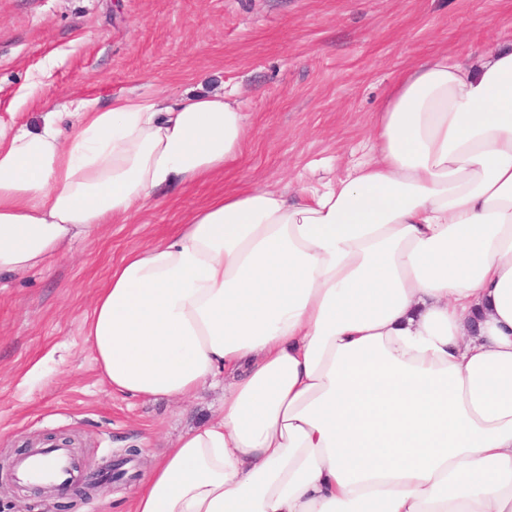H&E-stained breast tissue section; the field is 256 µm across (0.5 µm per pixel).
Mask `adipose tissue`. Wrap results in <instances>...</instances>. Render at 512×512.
Returning <instances> with one entry per match:
<instances>
[{
	"label": "adipose tissue",
	"mask_w": 512,
	"mask_h": 512,
	"mask_svg": "<svg viewBox=\"0 0 512 512\" xmlns=\"http://www.w3.org/2000/svg\"><path fill=\"white\" fill-rule=\"evenodd\" d=\"M246 135L229 91L0 125V278L222 171ZM84 337L131 396L224 383L134 512H512V44L403 73L343 178L216 195L128 252Z\"/></svg>",
	"instance_id": "adipose-tissue-1"
}]
</instances>
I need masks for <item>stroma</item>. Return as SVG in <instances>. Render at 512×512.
<instances>
[{
	"label": "stroma",
	"mask_w": 512,
	"mask_h": 512,
	"mask_svg": "<svg viewBox=\"0 0 512 512\" xmlns=\"http://www.w3.org/2000/svg\"><path fill=\"white\" fill-rule=\"evenodd\" d=\"M512 39V0H0V123L36 127L74 98L235 90L237 158L153 197L126 224L71 242L41 270L0 279V512H131L145 468L224 401L112 391L82 336L94 291L129 251L158 242L224 191L338 178L366 151L400 73ZM74 441L83 476L123 463L79 500L16 482L30 449Z\"/></svg>",
	"instance_id": "obj_1"
}]
</instances>
